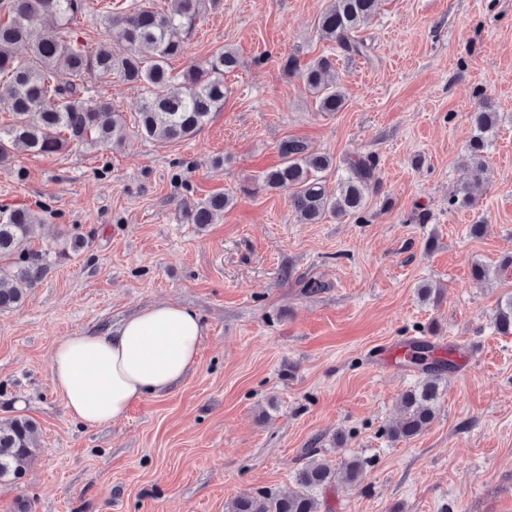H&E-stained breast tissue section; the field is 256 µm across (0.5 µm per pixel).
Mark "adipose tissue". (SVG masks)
I'll list each match as a JSON object with an SVG mask.
<instances>
[{
	"label": "adipose tissue",
	"instance_id": "1",
	"mask_svg": "<svg viewBox=\"0 0 512 512\" xmlns=\"http://www.w3.org/2000/svg\"><path fill=\"white\" fill-rule=\"evenodd\" d=\"M202 338L194 310L157 304L106 334L60 339L52 355V383L73 419L87 427L109 424L134 403L179 384L195 367Z\"/></svg>",
	"mask_w": 512,
	"mask_h": 512
}]
</instances>
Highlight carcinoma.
<instances>
[{"instance_id":"carcinoma-1","label":"carcinoma","mask_w":512,"mask_h":512,"mask_svg":"<svg viewBox=\"0 0 512 512\" xmlns=\"http://www.w3.org/2000/svg\"><path fill=\"white\" fill-rule=\"evenodd\" d=\"M206 0H170L167 10L133 4L117 15L105 13L106 27L120 31L122 45L101 44L88 49L71 29L87 0H0V107L11 122L0 126V163L18 152L52 155L84 145L108 147L125 138L122 113L109 97L87 96V82L110 83L116 79L140 91V135L166 142L186 141L209 122L224 105V76L239 67L236 52L223 47L204 64L181 74L168 61L185 53L197 31ZM378 0H331L318 18L321 37L348 57H365L370 50L360 32L374 15ZM45 17L56 20L59 30L38 28ZM27 52L18 56L14 47ZM66 70L70 81L54 82V73ZM284 69L297 73L315 95L317 110L339 112L345 95L337 86L336 61L323 55L301 66L289 56ZM473 134L466 147L465 165L472 181L454 194L448 205L467 208L473 204L474 187L483 183V153L501 121L500 113L484 98L471 114ZM280 162L265 171L259 184L266 190L285 192L291 208L303 224H319L326 217L355 215L365 218L369 196L378 192L376 160L370 156L351 159L347 174L336 192H330L323 173L333 167L327 154L308 151L304 141L288 138L279 145ZM233 202L216 193L186 207L189 224L206 225ZM42 207L0 211V312L22 306L27 291L44 277L46 253L32 247L42 223ZM494 327L502 336L512 335V294L500 301ZM408 366L422 372L424 380L406 390L400 400V417L390 427L393 440H410L434 421L440 383L452 373L454 363L437 358L431 346L418 343L407 355ZM41 452L39 425L16 415L0 420V484L19 480L28 464ZM364 479V462L352 457L340 467L314 455L298 469L294 487L241 494L227 503L226 512H322L320 495L338 484L355 487Z\"/></svg>"}]
</instances>
